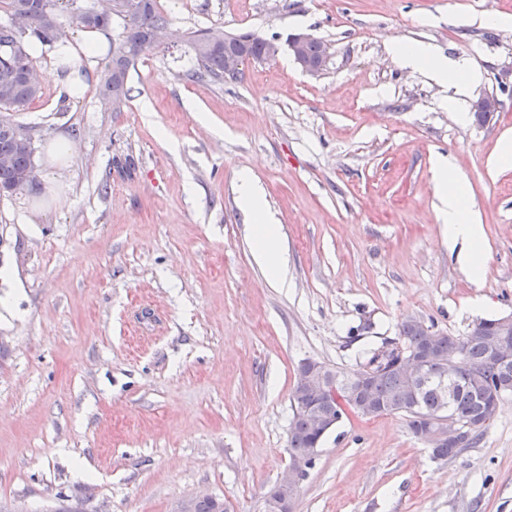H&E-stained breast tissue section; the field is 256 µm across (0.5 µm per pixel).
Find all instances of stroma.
I'll return each mask as SVG.
<instances>
[{
	"label": "stroma",
	"instance_id": "stroma-1",
	"mask_svg": "<svg viewBox=\"0 0 512 512\" xmlns=\"http://www.w3.org/2000/svg\"><path fill=\"white\" fill-rule=\"evenodd\" d=\"M172 36L102 105L41 79L13 118L36 187L0 195V512H176L206 493L263 512L289 463L291 393L313 359L356 369L415 317L451 336L512 315V0H159ZM220 28L328 47L319 73L281 52L236 80L191 75L186 32ZM424 44L481 74L458 123L448 90L400 69ZM66 140L71 151L51 153ZM483 227L472 281L436 209L437 157ZM260 183L286 283L253 258L237 179ZM295 512H512V393L448 461L397 415L352 416L322 442Z\"/></svg>",
	"mask_w": 512,
	"mask_h": 512
}]
</instances>
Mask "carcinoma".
Here are the masks:
<instances>
[{
    "label": "carcinoma",
    "instance_id": "cac0c4a2",
    "mask_svg": "<svg viewBox=\"0 0 512 512\" xmlns=\"http://www.w3.org/2000/svg\"><path fill=\"white\" fill-rule=\"evenodd\" d=\"M76 4L72 20L84 29L106 30L118 19L122 23L117 44L100 73L99 96L114 110L129 99L127 87L131 69L139 60L141 47L170 21L157 0H111L102 10ZM8 21L0 23V194L12 195L24 190L34 166L35 147L30 130L12 119V113L26 109L40 92L39 82L28 77L32 61L27 46L38 44L55 48L63 39L57 0H0ZM220 30L204 29L188 35L196 62L193 75L214 81L235 79L224 71V49L242 50L256 61L270 59V41L251 32L233 34L229 43L212 41ZM501 318L479 320L464 336L438 333L426 336L420 322L405 320L399 326V342L405 350L430 347L429 372L416 383L406 379L398 366L399 356L392 354L377 362V352L367 359L373 366L369 389L377 401L374 415H398L407 420L416 437L423 436L429 419L455 420L470 431L465 443L447 440L437 449L441 459H452L479 442L494 420L496 410L489 409L492 391L512 383V364L490 359L489 339L500 337ZM336 387L346 390L357 385L355 372L326 368ZM319 431L313 418L304 412L293 413L288 435L289 459L305 458L314 446Z\"/></svg>",
    "mask_w": 512,
    "mask_h": 512
}]
</instances>
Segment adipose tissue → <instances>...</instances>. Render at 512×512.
<instances>
[{
    "label": "adipose tissue",
    "instance_id": "adipose-tissue-1",
    "mask_svg": "<svg viewBox=\"0 0 512 512\" xmlns=\"http://www.w3.org/2000/svg\"><path fill=\"white\" fill-rule=\"evenodd\" d=\"M391 52L400 67L428 72L450 90L448 108L457 112L460 121H467L466 101L478 76L464 59L436 54L430 47L396 43ZM435 197L439 216L448 226L449 243L465 246L464 259L473 279H480L485 269L483 231L471 208L466 185L450 159H437L433 169ZM241 209L248 216L253 232V256L264 266L271 281L284 279L286 261L277 247L276 220L264 206V194L250 175H242L238 186Z\"/></svg>",
    "mask_w": 512,
    "mask_h": 512
}]
</instances>
